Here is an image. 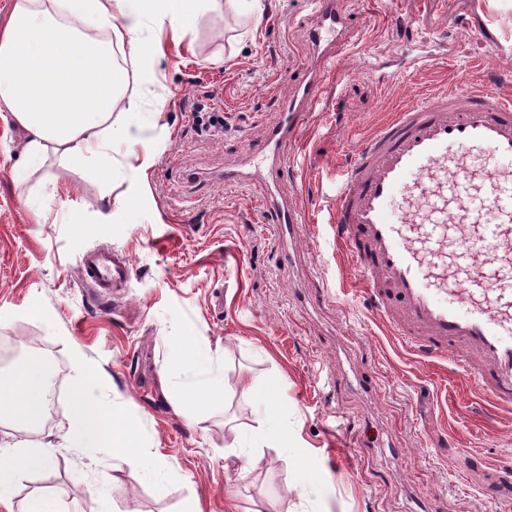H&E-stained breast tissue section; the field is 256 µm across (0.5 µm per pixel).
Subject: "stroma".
<instances>
[{
  "label": "stroma",
  "instance_id": "obj_1",
  "mask_svg": "<svg viewBox=\"0 0 512 512\" xmlns=\"http://www.w3.org/2000/svg\"><path fill=\"white\" fill-rule=\"evenodd\" d=\"M259 25L226 3L191 18L179 40L159 33L152 82L128 71L112 114L154 150L123 148L110 183L78 158L49 155L26 180L23 132L0 115V340L38 341L56 404L23 434L0 422V441L53 445L51 462L23 471L12 498L60 490L81 512H499L512 482V416L497 414L464 372L423 358L395 337L361 291L333 224L340 171L386 115L442 85L487 86L512 97V0H340L355 15L315 111L288 147L278 184L304 225L287 241L259 207L258 178L224 185V166L245 157L284 118L283 97L314 56L308 0H262ZM446 49L431 67L409 59ZM392 62L388 82L367 63ZM139 100L140 112L127 110ZM221 112L223 127L197 113ZM153 126L141 130L144 116ZM112 221L97 223L102 194ZM42 207L34 222L29 202ZM127 253L128 283L85 288L90 252ZM327 301H320L321 290ZM219 358L224 385L198 407L180 405L194 343ZM102 372L94 394L140 432L168 472L163 482L85 455L57 432L71 407L72 353ZM288 421V452L258 449L247 470L225 448L263 424Z\"/></svg>",
  "mask_w": 512,
  "mask_h": 512
}]
</instances>
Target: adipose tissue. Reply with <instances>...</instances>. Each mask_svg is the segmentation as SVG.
<instances>
[{
  "label": "adipose tissue",
  "instance_id": "1",
  "mask_svg": "<svg viewBox=\"0 0 512 512\" xmlns=\"http://www.w3.org/2000/svg\"><path fill=\"white\" fill-rule=\"evenodd\" d=\"M213 0H11L0 27V112L10 113L25 132V163L13 170L25 180L39 169L48 152L80 157L111 169L114 152L132 138L114 123L112 111L126 77L119 59L133 61L141 79H150L159 58L154 30L186 32L189 17L204 13ZM73 402L60 424L63 440L90 453L109 446L118 464L144 477L163 473L139 446L134 424L120 413H106L91 394L101 381L98 368L81 351L73 353ZM39 360L9 383L0 384V418L39 419L46 409L47 388ZM224 377L211 348L193 352L181 389L203 397ZM45 446L18 441L0 446V505H9L20 470L46 465Z\"/></svg>",
  "mask_w": 512,
  "mask_h": 512
}]
</instances>
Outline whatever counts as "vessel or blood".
I'll use <instances>...</instances> for the list:
<instances>
[{"mask_svg":"<svg viewBox=\"0 0 512 512\" xmlns=\"http://www.w3.org/2000/svg\"><path fill=\"white\" fill-rule=\"evenodd\" d=\"M316 61L286 101L284 119L250 150L273 168L310 120L350 17L338 0H312ZM279 230L296 234V212L270 199ZM493 212L494 222L483 220ZM336 235L377 308L419 354L464 370L493 410H512V99L490 89L443 88L392 113L358 147L342 174ZM105 292L132 275L128 256L103 252L83 264Z\"/></svg>","mask_w":512,"mask_h":512,"instance_id":"obj_1","label":"vessel or blood"}]
</instances>
